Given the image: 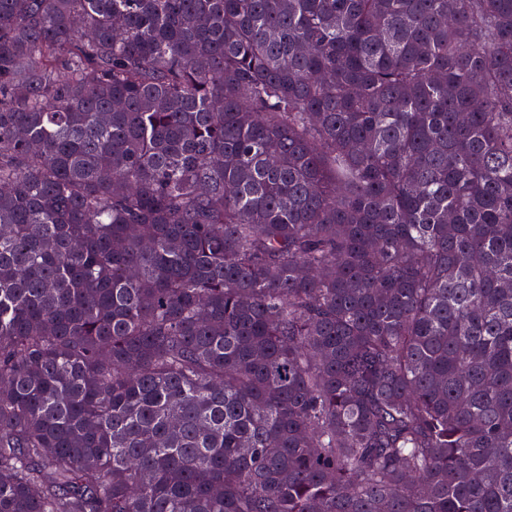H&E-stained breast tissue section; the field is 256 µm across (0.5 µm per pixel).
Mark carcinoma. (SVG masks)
<instances>
[{"instance_id": "carcinoma-1", "label": "carcinoma", "mask_w": 512, "mask_h": 512, "mask_svg": "<svg viewBox=\"0 0 512 512\" xmlns=\"http://www.w3.org/2000/svg\"><path fill=\"white\" fill-rule=\"evenodd\" d=\"M0 512H512V0H0Z\"/></svg>"}]
</instances>
